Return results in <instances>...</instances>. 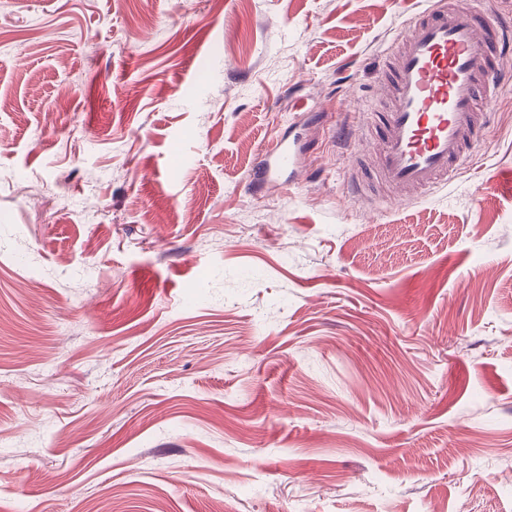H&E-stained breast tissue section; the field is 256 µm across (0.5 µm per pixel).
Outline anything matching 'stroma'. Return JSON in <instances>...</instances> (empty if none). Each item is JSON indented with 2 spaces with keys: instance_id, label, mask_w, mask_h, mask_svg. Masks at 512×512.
I'll return each instance as SVG.
<instances>
[{
  "instance_id": "1",
  "label": "stroma",
  "mask_w": 512,
  "mask_h": 512,
  "mask_svg": "<svg viewBox=\"0 0 512 512\" xmlns=\"http://www.w3.org/2000/svg\"><path fill=\"white\" fill-rule=\"evenodd\" d=\"M423 6L0 0V512H512V80L411 203L330 132ZM302 144L296 138V135L287 139L277 138L267 144L259 155L257 173L250 177V183H256L255 180L262 179L268 181L277 178L281 172L288 170L293 178L300 171V154Z\"/></svg>"
}]
</instances>
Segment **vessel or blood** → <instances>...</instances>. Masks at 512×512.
Segmentation results:
<instances>
[{"instance_id": "1", "label": "vessel or blood", "mask_w": 512, "mask_h": 512, "mask_svg": "<svg viewBox=\"0 0 512 512\" xmlns=\"http://www.w3.org/2000/svg\"><path fill=\"white\" fill-rule=\"evenodd\" d=\"M511 29L512 11L466 0H426L402 21L375 109L347 129L357 143L346 173L350 200L417 199L485 145ZM301 152L297 138L273 140L259 155L257 178L298 173Z\"/></svg>"}]
</instances>
